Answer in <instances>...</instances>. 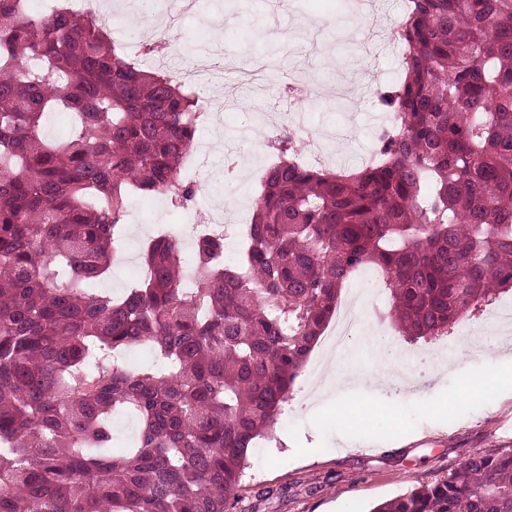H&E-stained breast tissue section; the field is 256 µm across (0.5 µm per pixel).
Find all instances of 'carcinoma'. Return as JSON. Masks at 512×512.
<instances>
[{
  "label": "carcinoma",
  "instance_id": "1",
  "mask_svg": "<svg viewBox=\"0 0 512 512\" xmlns=\"http://www.w3.org/2000/svg\"><path fill=\"white\" fill-rule=\"evenodd\" d=\"M0 0V512H230L248 449L372 266L404 335L442 336L512 290V0H408L404 77L357 172L299 160L262 179L235 259L226 232L159 235L151 274L98 288L142 192L185 209L198 94L118 53L97 16ZM68 112L67 138L42 135ZM148 346L150 366L124 353ZM136 420L116 451L114 417ZM372 512H512V449Z\"/></svg>",
  "mask_w": 512,
  "mask_h": 512
}]
</instances>
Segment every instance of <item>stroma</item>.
I'll use <instances>...</instances> for the list:
<instances>
[{
    "label": "stroma",
    "mask_w": 512,
    "mask_h": 512,
    "mask_svg": "<svg viewBox=\"0 0 512 512\" xmlns=\"http://www.w3.org/2000/svg\"><path fill=\"white\" fill-rule=\"evenodd\" d=\"M406 0H202L198 12L170 31L187 53L231 54L235 69L208 86L181 73L179 60L162 70L195 93L222 100L221 119L196 138L211 176L194 209L221 207L235 230L249 223L285 109V86L308 84L314 104L301 140L317 142L324 166L355 171L380 132L374 96L398 81L399 49L386 38ZM265 57L266 80L240 81L238 70ZM169 200L133 195L127 206L125 253L140 258L163 225L181 223ZM363 274L347 282L342 305L356 319L334 361L343 384L325 389L326 341L310 354L271 433L256 440L238 487L235 512H370L371 508L457 470L468 458L512 448V294L433 341L404 340L388 316L383 292L355 298ZM496 360L501 373L484 392L467 391L471 373Z\"/></svg>",
    "instance_id": "obj_1"
}]
</instances>
